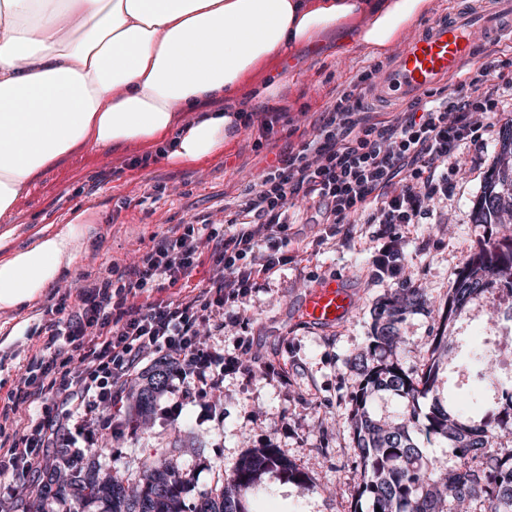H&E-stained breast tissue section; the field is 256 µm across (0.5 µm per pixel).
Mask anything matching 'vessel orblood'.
<instances>
[{"label": "vessel or blood", "mask_w": 512, "mask_h": 512, "mask_svg": "<svg viewBox=\"0 0 512 512\" xmlns=\"http://www.w3.org/2000/svg\"><path fill=\"white\" fill-rule=\"evenodd\" d=\"M498 42L512 43V0H486L479 7L453 9L405 42L367 95L382 108L413 101L425 90L447 84L462 61L481 60ZM352 306L343 282L333 278L307 295L302 310L308 322L331 327Z\"/></svg>", "instance_id": "vessel-or-blood-1"}]
</instances>
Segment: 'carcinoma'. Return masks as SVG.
Masks as SVG:
<instances>
[{"mask_svg": "<svg viewBox=\"0 0 512 512\" xmlns=\"http://www.w3.org/2000/svg\"><path fill=\"white\" fill-rule=\"evenodd\" d=\"M504 215L512 216V167L496 164L475 205L473 223L499 224ZM497 287L512 294V241L489 244L463 263L440 316L430 361L419 374L402 366L396 350L404 344L399 325L429 304L425 290L402 288L375 312L369 344L350 359L361 374L350 416L352 449L361 468L353 512H473L478 503L488 512H512V389L497 385L492 352L479 350L471 357L480 383L495 392L479 416L440 396V371L460 343L451 335L453 323L470 302ZM167 376V363L157 360L136 396L140 413L151 412ZM384 394L398 402L391 416L372 409ZM420 436L457 453L460 465L447 468L441 459L427 456ZM56 458L70 470L65 491L72 499L101 500L107 512H249L247 499L259 491L262 475L274 469L310 487L306 476L275 449L261 448L187 508L183 492L188 479L170 467L163 453L147 457L134 489L102 477L93 466L68 463L65 450Z\"/></svg>", "mask_w": 512, "mask_h": 512, "instance_id": "obj_1", "label": "carcinoma"}]
</instances>
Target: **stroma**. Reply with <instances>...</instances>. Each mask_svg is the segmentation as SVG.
<instances>
[{"label":"stroma","instance_id":"1","mask_svg":"<svg viewBox=\"0 0 512 512\" xmlns=\"http://www.w3.org/2000/svg\"><path fill=\"white\" fill-rule=\"evenodd\" d=\"M388 66L364 48L336 49L335 37L297 48L281 62L284 81L271 110L296 116L312 129L337 92L372 65ZM257 130H240L223 154L184 166L158 159L145 168H129L132 157L149 153V146L84 148L48 170L15 206L10 224L14 246L27 243L32 229L67 221L72 211L90 213L91 245L58 283L59 291L78 287L84 278L106 274L110 264L136 262L152 245L154 234L186 222H223L224 210L275 161L287 145L276 135L269 145L255 148ZM497 132L483 148H464L463 169L453 179L448 201L436 204L425 223L402 227L403 274L379 276L372 258L382 245L374 224L356 225L351 235L327 236L316 221V204H301L302 223L290 235L308 244L276 274L259 281L244 299L246 317L226 325L213 337L215 346L233 354L241 338H249L261 362L274 363L275 373L254 370L224 378V416L215 420L205 410L186 404L177 421L163 413L175 394L159 395L154 412L139 415L129 408L116 434L103 437L87 450L84 463L96 466L113 481L131 484L141 476L144 459L164 450L171 465L188 477L184 499L196 503L221 475L229 473L249 452L273 448L313 481L303 488L277 471L262 477L263 492L251 499V512H352L357 496L358 462L352 451L348 417L360 383L349 359L365 349L374 312L403 283L427 289L432 309L406 317L400 333L406 344L403 366L422 371L435 335L439 310L446 307L463 262L483 246L512 239V224H477L473 207L488 171L499 158ZM166 188L162 199L149 202L154 185ZM342 279L354 296L348 318L332 328L309 325L301 313L308 290L330 279ZM52 302L44 295L15 313L0 312V395L11 387L25 351L37 344V329L46 321ZM512 299L493 290L471 303L457 320L455 336L487 346L497 355L498 371L512 377V320L491 325L485 313L507 307Z\"/></svg>","mask_w":512,"mask_h":512}]
</instances>
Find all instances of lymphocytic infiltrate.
<instances>
[{"label":"lymphocytic infiltrate","mask_w":512,"mask_h":512,"mask_svg":"<svg viewBox=\"0 0 512 512\" xmlns=\"http://www.w3.org/2000/svg\"><path fill=\"white\" fill-rule=\"evenodd\" d=\"M379 71L370 66L342 89L309 135L277 111L259 122L253 112H238L261 140L284 131L295 142L239 195L226 224L176 225L115 277L57 295L53 321L40 328L17 383L0 396L8 498L45 500L35 477L52 464L51 449H68L75 462L116 431L127 390L150 355L169 360L168 378L179 382L183 399L221 414L216 394L224 376L244 370L252 347L240 341L227 356L208 339L242 321V300L287 265L297 202L317 203L333 234L378 225L384 244L373 264L384 274L400 272L399 226L420 223L447 195L461 149L482 142L512 105V56L488 54L457 84L427 90L381 120L364 103ZM199 274L206 279L200 287L191 283Z\"/></svg>","instance_id":"lymphocytic-infiltrate-1"}]
</instances>
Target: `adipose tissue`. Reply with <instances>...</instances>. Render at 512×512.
I'll use <instances>...</instances> for the list:
<instances>
[{"label": "adipose tissue", "instance_id": "1", "mask_svg": "<svg viewBox=\"0 0 512 512\" xmlns=\"http://www.w3.org/2000/svg\"><path fill=\"white\" fill-rule=\"evenodd\" d=\"M430 0H0V220L82 147L224 151L236 93L298 47L348 30L385 58ZM223 100V110L209 109ZM85 213L0 256V311L42 297L86 247Z\"/></svg>", "mask_w": 512, "mask_h": 512}]
</instances>
